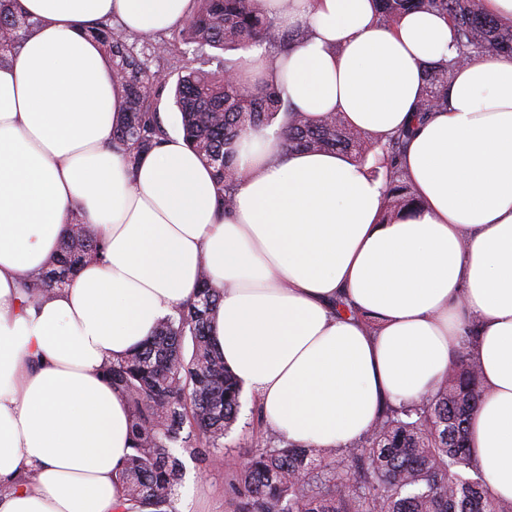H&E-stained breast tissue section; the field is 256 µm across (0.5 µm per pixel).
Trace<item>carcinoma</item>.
<instances>
[{"mask_svg":"<svg viewBox=\"0 0 512 512\" xmlns=\"http://www.w3.org/2000/svg\"><path fill=\"white\" fill-rule=\"evenodd\" d=\"M196 2L177 38L161 37L140 49L132 32L109 23L92 30L122 92L112 147L130 167L166 135L159 99L167 89L187 142L213 170L218 204L228 210L235 205L237 159L251 132L274 127L290 150L363 154V138L340 115L312 118L291 108L277 87L241 85L242 59L235 53L242 46L283 51L300 36L280 34L253 11L250 0ZM376 4L386 25L417 9L440 13L453 24L457 56L426 68L425 97L416 108L422 117L445 105L454 68L476 56L512 55V24L485 15L479 0ZM36 25L17 0H0V65ZM154 62L168 70L161 83L152 82ZM410 134L402 130L384 144L387 217L417 207L398 166ZM100 252L89 226L78 220L68 224L58 253L21 280L23 303L68 286ZM220 304L209 272L201 270L193 299L159 320L127 357L104 365L105 378L130 411L132 446L122 465V512H174L183 463L172 445L185 426L195 430L192 454L211 463L223 459L224 436L238 421L242 388L213 342ZM484 397L477 367L464 357L451 363L428 398L387 408L375 431L352 446L302 448L285 439L279 447L265 446L233 471L236 512H512V500L488 492L468 443L469 418Z\"/></svg>","mask_w":512,"mask_h":512,"instance_id":"obj_1","label":"carcinoma"}]
</instances>
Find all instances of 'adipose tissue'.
Listing matches in <instances>:
<instances>
[{
	"mask_svg": "<svg viewBox=\"0 0 512 512\" xmlns=\"http://www.w3.org/2000/svg\"><path fill=\"white\" fill-rule=\"evenodd\" d=\"M193 3L19 0L38 25L0 65V512H118L129 408L103 365L190 299L204 268L223 297L217 349L299 445L358 442L466 348L485 390L469 443L491 494L512 500V56L456 68L446 108L422 121L425 69L457 54L446 16L387 26L375 0H251L304 38L285 55L241 49L245 85L339 113L368 140L413 127L399 165L418 206L386 217L384 178L267 129L249 135L227 212L182 131L133 170L113 150L119 92L90 34L114 18L152 37ZM75 218L100 258L23 305L22 277Z\"/></svg>",
	"mask_w": 512,
	"mask_h": 512,
	"instance_id": "ef3b65f1",
	"label": "adipose tissue"
}]
</instances>
